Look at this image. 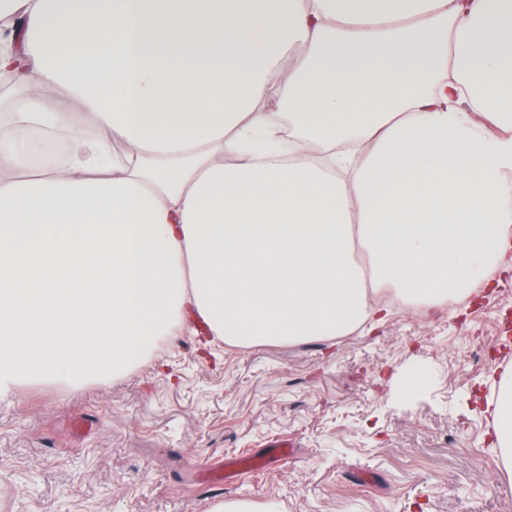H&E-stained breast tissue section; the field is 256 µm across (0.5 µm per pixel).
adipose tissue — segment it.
<instances>
[{
  "mask_svg": "<svg viewBox=\"0 0 512 512\" xmlns=\"http://www.w3.org/2000/svg\"><path fill=\"white\" fill-rule=\"evenodd\" d=\"M0 27V392L183 331L333 340L382 289L448 310L512 267V0H0Z\"/></svg>",
  "mask_w": 512,
  "mask_h": 512,
  "instance_id": "obj_1",
  "label": "adipose tissue"
}]
</instances>
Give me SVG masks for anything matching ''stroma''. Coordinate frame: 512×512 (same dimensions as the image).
Returning <instances> with one entry per match:
<instances>
[{"label":"stroma","instance_id":"obj_1","mask_svg":"<svg viewBox=\"0 0 512 512\" xmlns=\"http://www.w3.org/2000/svg\"><path fill=\"white\" fill-rule=\"evenodd\" d=\"M334 340L246 348L187 332L103 381L27 378L0 393V512H512L487 442L491 377L512 337V272L431 317L396 304ZM429 387L402 399L403 375ZM288 456L206 486L225 460Z\"/></svg>","mask_w":512,"mask_h":512}]
</instances>
